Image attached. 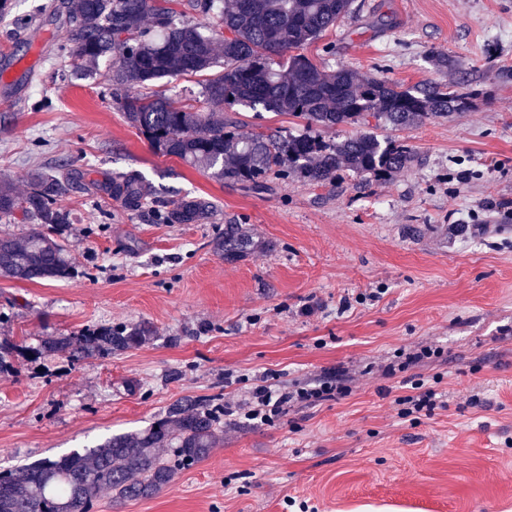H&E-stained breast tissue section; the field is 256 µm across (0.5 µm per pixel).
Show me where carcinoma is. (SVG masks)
Listing matches in <instances>:
<instances>
[{
	"instance_id": "1",
	"label": "carcinoma",
	"mask_w": 512,
	"mask_h": 512,
	"mask_svg": "<svg viewBox=\"0 0 512 512\" xmlns=\"http://www.w3.org/2000/svg\"><path fill=\"white\" fill-rule=\"evenodd\" d=\"M55 0L51 13L66 15L67 38L57 55L75 67L112 59L107 78L125 121L154 152L173 156L213 177L260 191L290 175L324 186L347 170L383 178L416 159L415 150L389 141L383 128L413 129L470 107L472 93L435 85L405 87L384 77L366 78L339 66L326 70L300 53L345 18L354 0ZM204 75L199 104L174 105L151 83L173 75ZM226 104L288 114L308 131L292 135L246 129L235 113L218 117L203 106ZM348 127L336 140L316 129ZM19 196L0 184V214L61 227L71 213L55 206L74 181L70 172H35ZM113 198L139 205L148 195L139 178L105 185ZM213 206L199 197L160 205L168 224H201ZM212 251L235 261L254 246L236 224L224 226ZM0 277L55 281L74 277L66 248L37 228L22 239L0 238ZM154 339L147 321L86 328L41 340L38 355L70 353L75 360L106 359ZM17 345L0 339V373L13 369ZM224 407L209 398L184 397L163 418L138 433L109 437L72 451L0 471V512H91L104 493L115 503L150 498L179 470L206 459L224 439ZM172 449L171 454L162 449Z\"/></svg>"
}]
</instances>
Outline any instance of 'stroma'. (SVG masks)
Wrapping results in <instances>:
<instances>
[{
	"mask_svg": "<svg viewBox=\"0 0 512 512\" xmlns=\"http://www.w3.org/2000/svg\"><path fill=\"white\" fill-rule=\"evenodd\" d=\"M47 3L13 0L0 21V99L16 101L0 110V182L22 194L35 171L91 168L100 185L56 201L73 217L56 237L74 278H0V338L20 347L0 373V469L143 430L184 396L232 401L262 377L282 388L343 369L347 396L271 425L226 417L223 443L158 494L104 495L92 512H512V0H355L309 58L479 95L391 132L422 160L389 177L261 193L157 155L112 97L110 59L77 71L58 58L68 27ZM433 48L456 68L429 62ZM133 175L152 198L208 199L211 217L166 224L152 199L132 209L101 187ZM228 224L255 242L235 263L209 246ZM142 319L154 340L106 360L28 353ZM420 342L441 357L385 375ZM414 374L444 400L415 423L393 407Z\"/></svg>",
	"mask_w": 512,
	"mask_h": 512,
	"instance_id": "stroma-1",
	"label": "stroma"
}]
</instances>
